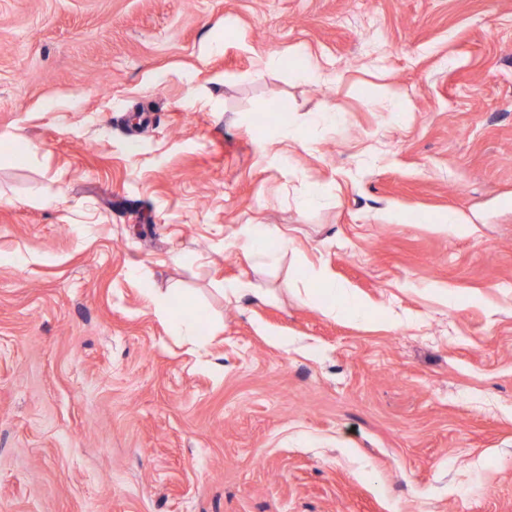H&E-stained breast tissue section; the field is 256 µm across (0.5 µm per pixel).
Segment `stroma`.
Returning <instances> with one entry per match:
<instances>
[{
    "mask_svg": "<svg viewBox=\"0 0 512 512\" xmlns=\"http://www.w3.org/2000/svg\"><path fill=\"white\" fill-rule=\"evenodd\" d=\"M16 132L0 512H512V0H0ZM287 241L266 224H244L233 237L224 241L225 249L245 248L250 256L262 263H274L287 250ZM182 301L178 288H168V291L156 299L157 311L166 317L171 325L172 332L178 336H190L195 341H201L203 333L195 317H183L176 314L173 306Z\"/></svg>",
    "mask_w": 512,
    "mask_h": 512,
    "instance_id": "obj_1",
    "label": "stroma"
}]
</instances>
